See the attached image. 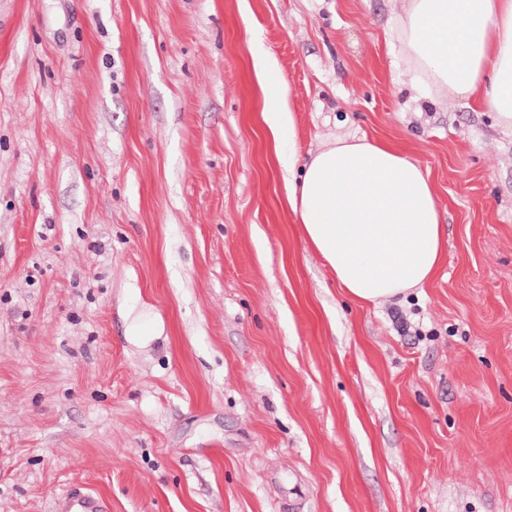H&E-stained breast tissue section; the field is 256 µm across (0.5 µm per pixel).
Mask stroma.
Segmentation results:
<instances>
[{
	"mask_svg": "<svg viewBox=\"0 0 512 512\" xmlns=\"http://www.w3.org/2000/svg\"><path fill=\"white\" fill-rule=\"evenodd\" d=\"M402 5L0 0V512H512V129L416 90ZM361 136L444 239L378 303L284 199ZM277 94L272 97L266 107V122L272 134L273 142L277 145L280 132L283 125L288 122V127L292 122L291 112L287 110L286 95L283 93V86L281 83L276 86ZM54 512H108V506L85 486L74 485L56 496Z\"/></svg>",
	"mask_w": 512,
	"mask_h": 512,
	"instance_id": "stroma-1",
	"label": "stroma"
}]
</instances>
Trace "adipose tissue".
<instances>
[{
  "instance_id": "adipose-tissue-1",
  "label": "adipose tissue",
  "mask_w": 512,
  "mask_h": 512,
  "mask_svg": "<svg viewBox=\"0 0 512 512\" xmlns=\"http://www.w3.org/2000/svg\"><path fill=\"white\" fill-rule=\"evenodd\" d=\"M390 40L423 84L512 127V0H403ZM304 235L357 301L424 287L443 258L428 174L390 146L342 138L285 182Z\"/></svg>"
}]
</instances>
